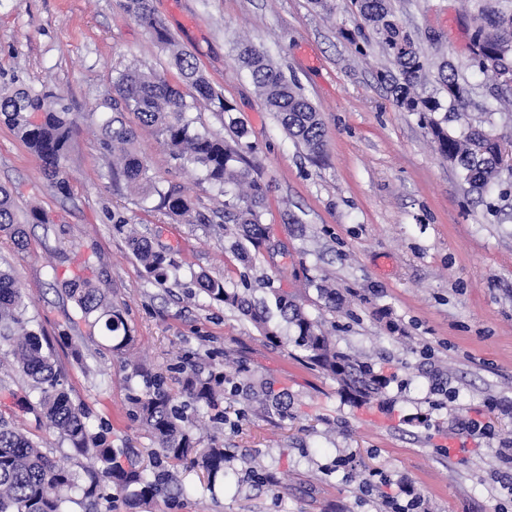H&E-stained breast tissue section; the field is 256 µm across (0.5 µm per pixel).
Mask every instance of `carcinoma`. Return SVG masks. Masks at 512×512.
Returning <instances> with one entry per match:
<instances>
[{
  "label": "carcinoma",
  "mask_w": 512,
  "mask_h": 512,
  "mask_svg": "<svg viewBox=\"0 0 512 512\" xmlns=\"http://www.w3.org/2000/svg\"><path fill=\"white\" fill-rule=\"evenodd\" d=\"M477 2V15L471 34L469 67L492 78L496 86L505 85L503 76L512 70V10L487 8ZM361 20L376 35L378 43L392 58L395 71L381 74L397 105L407 112H418L440 157L454 168L470 191L483 194L499 178L501 147L499 140L480 126L466 124L456 135L448 128L451 122L466 120L472 106L471 88L458 69L446 64L439 68L442 92L448 105L440 99L416 93L426 74V59L411 32L393 18L390 0H351ZM131 18L148 30L165 51L168 62L182 83L194 94L186 99L181 92L153 72L136 65L116 72L113 87L116 97L102 104L103 111H91L87 119L97 120L103 146L112 153V183H125L142 190V199L158 196L157 209L187 224H212L213 218L198 211L191 196L163 190L159 181L135 147V134L127 126L124 113H133L139 123L160 135L172 159L190 164L201 173V180L224 200V223L230 230L231 249L240 260H251L250 252L262 249L269 241L262 222L269 185L262 180L254 147L245 138L244 122L233 116L236 108L224 99L200 69L194 55L182 48L163 21L152 11L149 0H125ZM237 61L245 68L263 98L290 138L302 144L309 156H320L326 146V133L320 113L305 96L294 79L287 78L267 55L250 43H239ZM210 105L224 114L226 125L235 140L201 130L191 112L200 104ZM79 116L69 112L62 96L44 89L0 91V121L10 126L20 140L41 161L44 173L59 191L68 189L64 167L71 137ZM0 232L9 236L19 250L26 246L22 222L18 220L11 193L0 186ZM129 244L146 273L158 283L169 279L172 261L153 248L146 237L131 232ZM197 288L219 305L247 316L262 336L274 344L281 343L279 325L271 322L269 307L249 295L251 284L242 280L241 287L230 288L222 278L206 274L195 276ZM65 293L82 314L94 317L114 352L132 342L122 314L107 300L105 289L88 278L65 282ZM274 304L281 319L293 330L294 343L312 368L331 375L348 401L364 402L382 393L386 381L372 365L336 350L322 323L311 318L296 302L279 293ZM26 306L16 278L0 270V345L10 348L13 363L30 382L38 407L57 429L70 448L79 454H91L99 465L100 480L83 487L86 497L98 495L100 486L116 496L151 502L162 490L164 468L183 461L200 468L209 482L226 475L225 449L201 446L193 427L186 424L185 408L216 406L226 376L211 372L204 376L189 371L183 382L179 401L167 392L160 376L141 372L142 387L135 395L138 419L157 442L152 468L123 467L105 436L90 430L84 410L61 389V376L55 366L50 344L30 326ZM80 487V477L60 465L38 448L27 436L0 419V512H64L69 493Z\"/></svg>",
  "instance_id": "obj_1"
}]
</instances>
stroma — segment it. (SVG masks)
I'll return each mask as SVG.
<instances>
[{"mask_svg":"<svg viewBox=\"0 0 512 512\" xmlns=\"http://www.w3.org/2000/svg\"><path fill=\"white\" fill-rule=\"evenodd\" d=\"M124 0H0V87L59 91L72 111L112 98L116 70L178 74ZM430 65L451 61L474 87L472 124L512 142V117L486 114L498 90L468 68L471 0H390ZM177 41L246 123L269 185L263 222L270 246L243 265L221 224H185L141 207L133 188L112 184V156L96 125L80 121L65 161L67 192L52 188L40 160L0 123V185L26 225L27 247L0 235V267L11 269L27 315L51 342L64 388L92 431L106 434L123 465L148 467L156 447L137 418L134 368L180 394L186 369L223 366L229 382L215 409H188L204 443L228 450L215 490L197 470H169L170 493L141 505L70 494L65 512H386L388 498L420 496L425 512H512V195L496 211L469 193L436 153L419 113L398 108L378 75L388 55L359 28L350 0L333 13L313 0H151ZM248 39L300 83L319 111L325 153L311 160L285 133L236 61ZM135 146L164 188L198 210L224 198L173 160L153 128L126 115ZM167 250L178 280L147 279L128 228ZM239 283L259 298L293 295L321 318L337 348L372 362L388 382L381 398L354 404L336 380L310 369L292 343H269L238 311L209 303L192 274ZM77 276L101 284L134 343L113 354L99 327L62 291ZM344 295L331 312L316 288ZM80 356H73V347ZM288 403L268 411L258 387ZM29 382L0 369V419L77 474L93 469L27 405ZM224 422L211 421L212 411ZM476 419L483 435L465 424Z\"/></svg>","mask_w":512,"mask_h":512,"instance_id":"1","label":"stroma"}]
</instances>
